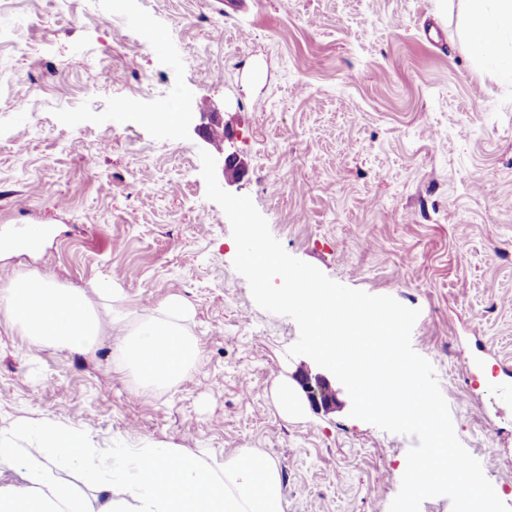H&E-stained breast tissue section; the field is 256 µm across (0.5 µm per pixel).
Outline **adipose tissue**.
I'll return each mask as SVG.
<instances>
[{"label": "adipose tissue", "instance_id": "adipose-tissue-1", "mask_svg": "<svg viewBox=\"0 0 512 512\" xmlns=\"http://www.w3.org/2000/svg\"><path fill=\"white\" fill-rule=\"evenodd\" d=\"M473 45L497 67L512 69V52L502 41L512 33V0H463ZM106 283L91 290L62 288L33 272L11 278L0 289L14 324L38 348L92 349L104 329H111L119 366L146 391L179 383L198 366L201 352L185 323L186 307L168 299L156 315L129 329L119 321H102L91 295L105 296ZM31 434L25 448L0 432V463L12 462L29 473L28 485H0V512H283L281 475L271 460H259L244 448L223 458L184 454L170 444L150 443L122 454L94 448L86 435L45 423L36 432L18 425L15 433ZM65 452L85 477L98 484L103 501L90 508L62 472L52 466Z\"/></svg>", "mask_w": 512, "mask_h": 512}]
</instances>
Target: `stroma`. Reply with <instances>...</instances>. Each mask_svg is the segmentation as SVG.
I'll return each mask as SVG.
<instances>
[{
  "label": "stroma",
  "instance_id": "35a3bbf8",
  "mask_svg": "<svg viewBox=\"0 0 512 512\" xmlns=\"http://www.w3.org/2000/svg\"><path fill=\"white\" fill-rule=\"evenodd\" d=\"M149 17L156 40L135 26ZM216 112L223 145L146 121ZM244 165L250 197L291 255L419 310L455 434L512 508V72L488 69L459 0H0V284L36 271L134 327L168 298L190 309L194 373L148 392L94 349L33 347L0 306V430L23 421L94 447L252 448L282 475L283 512H389L416 438L301 401L277 379L296 322L260 308L233 267L231 225L206 197L200 151Z\"/></svg>",
  "mask_w": 512,
  "mask_h": 512
}]
</instances>
